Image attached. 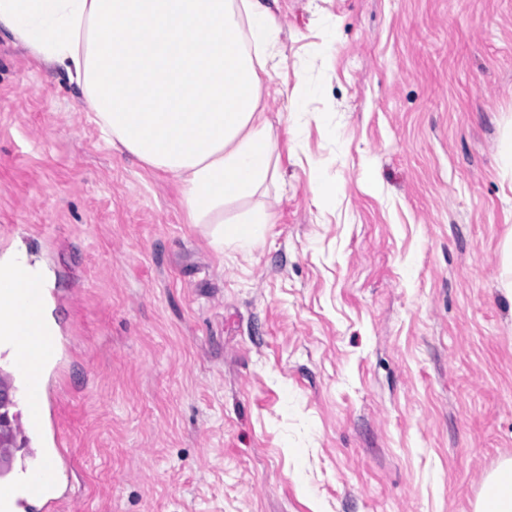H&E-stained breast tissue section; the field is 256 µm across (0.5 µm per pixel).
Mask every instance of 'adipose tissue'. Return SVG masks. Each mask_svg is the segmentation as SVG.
<instances>
[{
    "label": "adipose tissue",
    "instance_id": "obj_1",
    "mask_svg": "<svg viewBox=\"0 0 512 512\" xmlns=\"http://www.w3.org/2000/svg\"><path fill=\"white\" fill-rule=\"evenodd\" d=\"M0 30L85 94L106 142L171 176L215 250L244 253L275 223L261 202L279 178L261 108L280 32L261 0H0ZM43 275L26 252L0 256V307L28 294L7 270ZM475 512H512V458L487 475Z\"/></svg>",
    "mask_w": 512,
    "mask_h": 512
}]
</instances>
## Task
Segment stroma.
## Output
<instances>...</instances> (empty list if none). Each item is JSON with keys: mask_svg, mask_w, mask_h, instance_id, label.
I'll list each match as a JSON object with an SVG mask.
<instances>
[{"mask_svg": "<svg viewBox=\"0 0 512 512\" xmlns=\"http://www.w3.org/2000/svg\"><path fill=\"white\" fill-rule=\"evenodd\" d=\"M262 2L281 179L247 254L0 32V254L51 273L62 512H474L512 457V0Z\"/></svg>", "mask_w": 512, "mask_h": 512, "instance_id": "obj_1", "label": "stroma"}]
</instances>
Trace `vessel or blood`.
<instances>
[{
	"instance_id": "obj_1",
	"label": "vessel or blood",
	"mask_w": 512,
	"mask_h": 512,
	"mask_svg": "<svg viewBox=\"0 0 512 512\" xmlns=\"http://www.w3.org/2000/svg\"><path fill=\"white\" fill-rule=\"evenodd\" d=\"M49 301V291L35 288L23 311L0 312L1 339L7 346L5 355L17 374L22 388V405L26 426L32 435L44 437L48 430L49 397L43 387L46 372L55 365L60 354V338L48 331L39 320ZM38 337L43 350L41 361L29 356L26 336ZM61 448H50L25 461L13 479L0 482V512H30L33 504H41L43 512H56L60 503Z\"/></svg>"
}]
</instances>
